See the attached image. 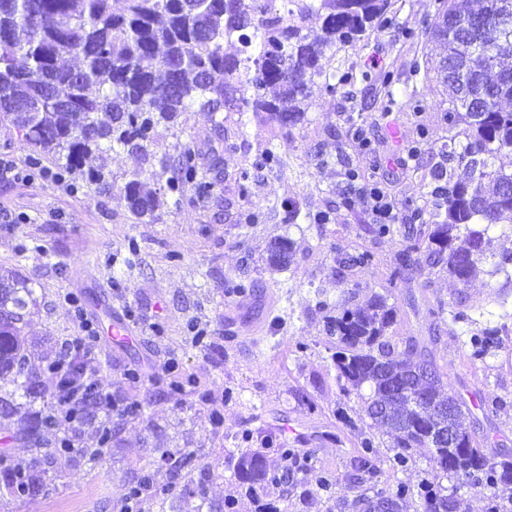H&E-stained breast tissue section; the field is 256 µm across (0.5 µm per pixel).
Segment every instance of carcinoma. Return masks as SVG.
<instances>
[{
    "instance_id": "1",
    "label": "carcinoma",
    "mask_w": 512,
    "mask_h": 512,
    "mask_svg": "<svg viewBox=\"0 0 512 512\" xmlns=\"http://www.w3.org/2000/svg\"><path fill=\"white\" fill-rule=\"evenodd\" d=\"M388 0H124L119 12L111 0H0V120L14 128L34 153L51 154L68 172L86 158L128 147L151 158L158 127L174 126L190 108L204 112L223 127L221 112H251L264 124L288 128L302 121L315 96H335L356 79L353 71L322 69L326 52L354 45L367 25L382 17ZM437 25L425 31L428 41L444 46L438 77L452 99L444 109L448 142L441 152L448 166L429 174V200L413 208L420 221L408 238L390 275L403 276L443 262L448 274L467 284L490 266L512 288V252L492 249L494 231L512 224V169L500 163L512 154V0H483L465 10L459 0H443ZM320 21L316 29L310 18ZM234 46L224 52V44ZM78 59L74 68L61 65ZM393 75L382 76L385 95L379 109L396 104ZM98 88L97 94L90 89ZM284 164L271 145L259 151L251 167L275 169ZM199 155L181 148L167 191L182 198L204 197L213 183L198 178ZM148 170L133 171L120 188L136 215L154 217L156 196L147 189ZM292 245L272 243L270 265L288 267ZM337 273L373 261L369 251L350 255L334 245ZM33 288L17 278L0 277V391L34 401L44 398L25 371L24 328ZM444 305L428 309L444 320ZM454 325L472 316L463 301L448 311ZM397 310L374 297L364 308L351 305L343 292L326 326L336 337L335 362L342 389L356 392L366 415L386 429L403 468L414 448L430 451L435 468L479 487L491 501V512L512 506V454L486 453L488 437L462 422L468 405L443 382L427 361L416 363V345L404 353L387 331ZM504 325L486 327L469 339L470 358L482 362L499 347ZM368 393H363V390ZM456 430L458 445L433 437ZM357 471L372 480L373 441L360 442ZM234 477L260 489L278 480L266 457L248 449ZM419 501L421 512H451L448 497L430 485H400L351 504L357 512H374L390 501L402 512L406 500Z\"/></svg>"
}]
</instances>
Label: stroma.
I'll return each instance as SVG.
<instances>
[{
    "mask_svg": "<svg viewBox=\"0 0 512 512\" xmlns=\"http://www.w3.org/2000/svg\"><path fill=\"white\" fill-rule=\"evenodd\" d=\"M394 26L368 31L357 46L327 52L325 69L352 68L360 78L336 96L313 99L305 117L290 131L274 129L248 116L253 149L274 144L284 164L277 170L256 171L251 200L238 196L239 169L252 157L225 149L243 129L235 112L222 113L224 132H217L206 114L182 113L174 128L160 131L151 146V164L138 153L118 148L105 159L106 178L115 191L91 185L84 171L67 173L64 184L39 178L40 170H57L54 158L35 157L20 136L0 124V156L34 172L31 180H0V274L26 279L34 289L27 338V364L43 391L51 382L44 366L60 342L75 335L77 324L66 301L76 295L82 310L102 332L104 380L119 405L137 401L134 416L113 418L112 436L101 455L94 422L80 432L71 426L57 431L27 433L26 409H18L14 426L0 429V449H9L20 462L41 459L47 470L39 493L16 497L7 469L0 468V512H114L129 485L153 474L157 485L171 486L169 495L150 499V512H257L244 486L230 478L241 449H265L270 466L280 465L279 449H291L300 468L288 483L266 485L262 497L288 512H351V503L373 495L376 488L429 481L441 494H456L454 512H488V500L477 489H458V480L433 467L427 449L416 448L407 468L393 467L391 439L365 416L356 393L343 392L333 355L336 339L326 331L322 302H335L341 291L362 304L384 296L398 311L388 334L394 343L412 339L417 350L446 375L452 391L467 402L464 423L477 434L492 438L491 452L512 448V334L472 365L462 336L437 325L426 315L429 306L464 301L478 314L473 331L486 325L485 314L501 310L496 279L480 274L468 285L450 278L445 267H429L390 287L389 274L405 239L377 238L367 226L370 212L353 213L342 205L350 185L346 165L389 188L394 210L405 226L418 228L411 208L423 205L421 174L441 160L448 139L442 121L449 95L437 79L414 75L410 64L439 55L422 34L425 23L437 18V0H393ZM415 32L406 38L404 29ZM392 72L398 89L416 92L427 102L416 114L402 105L383 113L377 103L384 72ZM426 125L431 147L410 155L408 144L416 125ZM193 146L203 155L202 170L215 188L210 196L175 205L164 188L177 158L176 143ZM149 167L150 186L159 190L156 220L134 215L118 191L129 174ZM302 213L289 223L287 202ZM256 203L258 223L242 219L248 203ZM327 213V223L312 217ZM276 238L293 242L291 261L284 270L267 263V248ZM355 254L370 251L373 262L336 275L333 245ZM245 283V294L234 286ZM129 316L134 329L130 341L106 337L110 319ZM198 324L211 338L208 345H191L190 324ZM177 352L186 374L194 379L183 395L145 382L133 384L125 372L161 361ZM209 390L224 396V425L213 428L208 411L197 400ZM499 398L486 407L481 396ZM300 421L305 436L293 439L279 428L285 419ZM73 439L76 449L62 453L56 437ZM375 448L377 484L359 483L355 459L364 438ZM186 448L194 453L190 466L163 462L157 449ZM328 486H320V477Z\"/></svg>",
    "mask_w": 512,
    "mask_h": 512,
    "instance_id": "35a3bbf8",
    "label": "stroma"
}]
</instances>
